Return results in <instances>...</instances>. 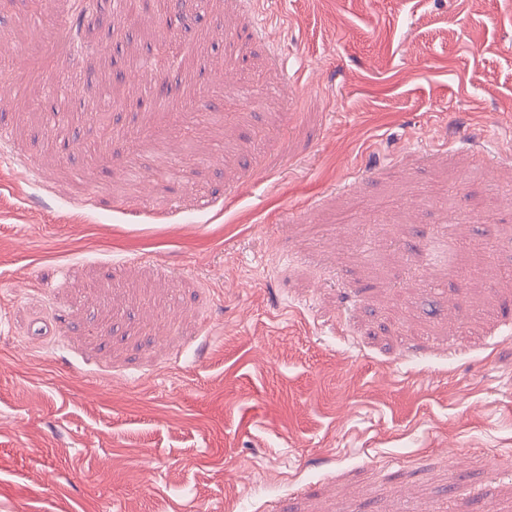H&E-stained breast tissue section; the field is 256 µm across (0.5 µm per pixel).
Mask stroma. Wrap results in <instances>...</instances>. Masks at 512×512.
<instances>
[{
  "label": "stroma",
  "instance_id": "stroma-1",
  "mask_svg": "<svg viewBox=\"0 0 512 512\" xmlns=\"http://www.w3.org/2000/svg\"><path fill=\"white\" fill-rule=\"evenodd\" d=\"M69 13L0 17V512H512V0ZM101 0H74L71 3L73 9V20L68 32V49L72 56L80 57L84 55L87 46L85 36L83 35V21L90 13L97 12L100 9Z\"/></svg>",
  "mask_w": 512,
  "mask_h": 512
}]
</instances>
